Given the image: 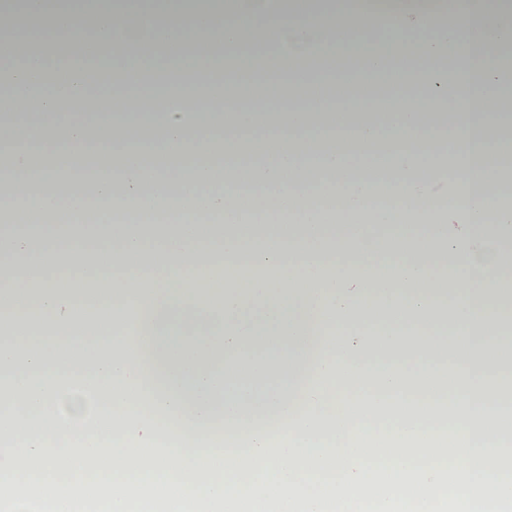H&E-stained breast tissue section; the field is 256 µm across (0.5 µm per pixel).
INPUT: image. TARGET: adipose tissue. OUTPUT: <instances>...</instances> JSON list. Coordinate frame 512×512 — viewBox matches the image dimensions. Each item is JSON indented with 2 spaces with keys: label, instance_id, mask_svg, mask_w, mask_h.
I'll list each match as a JSON object with an SVG mask.
<instances>
[{
  "label": "adipose tissue",
  "instance_id": "adipose-tissue-1",
  "mask_svg": "<svg viewBox=\"0 0 512 512\" xmlns=\"http://www.w3.org/2000/svg\"><path fill=\"white\" fill-rule=\"evenodd\" d=\"M18 23L63 50L7 49L0 90L13 104L0 115V213L13 223L0 231L12 403L0 409V480L13 512L33 498L81 512L59 496L63 466L107 512H126L142 485L166 491L171 512L245 500L433 512L461 488L512 502L494 406L512 390V207L503 169L478 161L512 154L498 65L512 0H469L453 24L444 0H362L327 16L266 0H24L0 13ZM353 36L374 45L372 74L411 61L381 111L355 92L347 113L327 111L310 68L289 72L283 111L267 47L313 61ZM146 43L191 60L195 80L86 81L87 62L133 60ZM455 54L480 66L482 86L442 79ZM226 55L257 61L260 100L225 96L241 82L217 80ZM55 67L66 81L46 82ZM33 210L46 221L36 247ZM273 224L288 237L271 242ZM217 270L230 281L219 302ZM245 351L265 359L245 366ZM90 412L97 434L59 435L61 417L77 427ZM328 417L324 441L312 427Z\"/></svg>",
  "mask_w": 512,
  "mask_h": 512
}]
</instances>
